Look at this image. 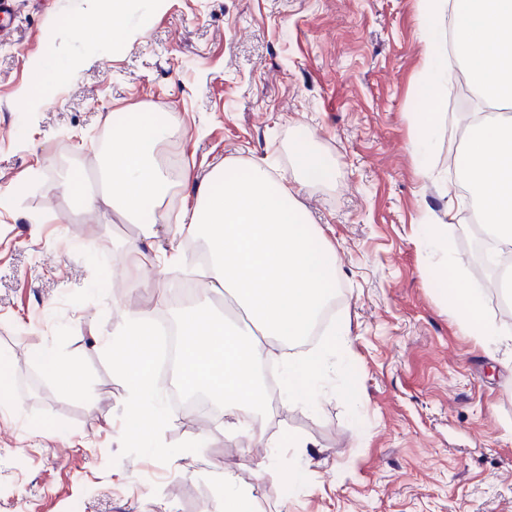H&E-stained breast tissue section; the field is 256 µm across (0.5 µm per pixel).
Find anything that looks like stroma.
I'll return each instance as SVG.
<instances>
[{
  "mask_svg": "<svg viewBox=\"0 0 512 512\" xmlns=\"http://www.w3.org/2000/svg\"><path fill=\"white\" fill-rule=\"evenodd\" d=\"M94 6L14 0L0 36V512H224L218 463L254 512H512V342L471 332L443 292L473 263V202L445 191L473 98L458 63L426 142L411 120L427 37L446 38L447 21L423 22L418 0H164L131 11L147 31L129 43L88 23ZM42 61L33 110L23 92ZM112 112L178 128L161 153L176 178L227 160L289 177L298 138L331 168L298 199L338 251L346 344L311 398L289 400L284 361L329 338L269 341L259 425L279 447L226 436L218 397L213 418L174 415L152 447L113 438L127 389L89 325L113 335L125 312L165 308L121 263L137 227L64 188L98 176ZM450 210L448 242L429 241L428 220Z\"/></svg>",
  "mask_w": 512,
  "mask_h": 512,
  "instance_id": "stroma-1",
  "label": "stroma"
}]
</instances>
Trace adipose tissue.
<instances>
[{
    "label": "adipose tissue",
    "instance_id": "adipose-tissue-1",
    "mask_svg": "<svg viewBox=\"0 0 512 512\" xmlns=\"http://www.w3.org/2000/svg\"><path fill=\"white\" fill-rule=\"evenodd\" d=\"M423 19L451 18V45L432 43L421 82L428 110L414 115L417 138L436 124L447 96L448 59L456 57L462 74L476 91L479 111L470 113L468 146L454 161L456 183L473 195L483 220L481 229L495 253L512 259V117L490 121L489 110L512 105V0H420ZM112 144L104 152L106 189L97 195L76 194L78 208L109 207L138 236L123 259L128 272L142 274L161 234L200 242L207 253V279L196 299L182 307L177 325L183 336L180 373L186 388L224 398V426L247 432L254 445L277 447L257 422L264 391L256 381L269 340L292 345L305 340L332 300L338 254L291 190L329 178V167L309 140H295L293 178L274 177L266 166L251 164L244 174L229 165L215 167L195 189L196 202L178 223L167 221L166 204L173 184L159 165L160 145L177 133L156 120L142 125L124 113L109 114ZM447 293L461 319L483 336L512 335L484 318L481 296L460 279ZM233 299L243 310L231 320L216 307ZM150 312L126 320L113 337L112 366L127 386V426L143 416L164 427L170 416L163 407V388L153 375Z\"/></svg>",
    "mask_w": 512,
    "mask_h": 512
}]
</instances>
